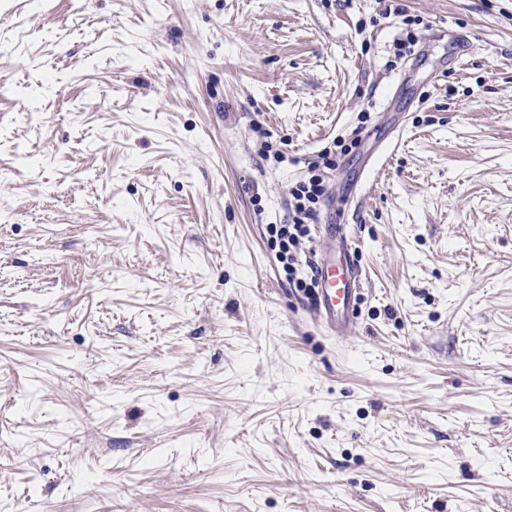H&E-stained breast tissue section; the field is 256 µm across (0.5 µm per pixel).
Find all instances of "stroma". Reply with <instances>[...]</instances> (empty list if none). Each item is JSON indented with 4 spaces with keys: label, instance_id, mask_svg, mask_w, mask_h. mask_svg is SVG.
Wrapping results in <instances>:
<instances>
[{
    "label": "stroma",
    "instance_id": "35a3bbf8",
    "mask_svg": "<svg viewBox=\"0 0 512 512\" xmlns=\"http://www.w3.org/2000/svg\"><path fill=\"white\" fill-rule=\"evenodd\" d=\"M41 2L0 19V512H512V0ZM313 174L347 338L267 231ZM325 249L316 263L317 296L314 313L336 336L354 330V312L362 295L356 245L345 224H321ZM337 253V256H336Z\"/></svg>",
    "mask_w": 512,
    "mask_h": 512
}]
</instances>
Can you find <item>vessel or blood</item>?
I'll return each instance as SVG.
<instances>
[{"label": "vessel or blood", "instance_id": "vessel-or-blood-1", "mask_svg": "<svg viewBox=\"0 0 512 512\" xmlns=\"http://www.w3.org/2000/svg\"><path fill=\"white\" fill-rule=\"evenodd\" d=\"M320 233L325 247L316 263L317 296L314 313L337 336L354 329V312L362 295L358 247L343 224H324Z\"/></svg>", "mask_w": 512, "mask_h": 512}]
</instances>
